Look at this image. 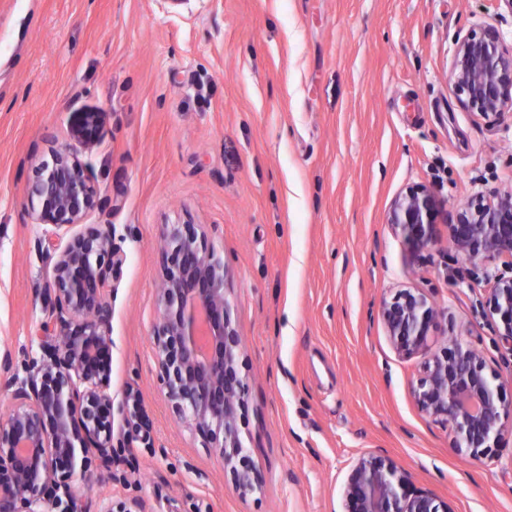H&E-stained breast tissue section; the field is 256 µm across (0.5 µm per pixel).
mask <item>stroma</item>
Instances as JSON below:
<instances>
[{
  "label": "stroma",
  "mask_w": 512,
  "mask_h": 512,
  "mask_svg": "<svg viewBox=\"0 0 512 512\" xmlns=\"http://www.w3.org/2000/svg\"><path fill=\"white\" fill-rule=\"evenodd\" d=\"M491 25L512 43V0H0V351L38 356L37 296L51 275L26 194L70 142L78 111L106 113L81 152L125 257L109 280L110 393L138 390L151 444L119 449L112 479L75 481L146 512H345L352 466L385 455L450 512H512V436L478 461L423 415L422 356H399L380 303L418 288L444 330L482 351L512 399V353L452 280L446 223L422 261L387 222L408 185L445 213L512 188V110L464 109L455 42ZM207 227L244 342L245 452L263 476L243 498L160 393L151 342L164 225Z\"/></svg>",
  "instance_id": "obj_1"
}]
</instances>
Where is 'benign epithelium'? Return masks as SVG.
<instances>
[{
	"mask_svg": "<svg viewBox=\"0 0 512 512\" xmlns=\"http://www.w3.org/2000/svg\"><path fill=\"white\" fill-rule=\"evenodd\" d=\"M461 105L483 118L512 107V47L502 33L483 26L457 44L451 70ZM106 114L81 112L70 139L84 149L103 135ZM37 200L36 221L46 226L35 244L38 259L52 265L40 292L44 319L38 328L41 355L24 363L0 357V390L11 410L0 420V512H86L74 494L76 478H112L120 463L115 444H148L150 422L139 394L127 390L119 413L124 427L114 432L109 393L112 294L106 283L121 268L112 224H87L105 207L86 165L72 146L54 152L28 186ZM441 204L424 185L407 188L393 202L388 224L413 257L435 240ZM157 285L158 318L152 345L160 391L177 419L219 457L240 497L261 486L260 474L244 453L240 424L248 409L244 348L228 297V273L207 248L206 225L167 224L163 231ZM456 253L479 265L492 282L485 316L497 324L499 342L512 352V190L478 193L458 207L448 224ZM440 312L419 289L403 288L382 302L388 337L402 356L428 350ZM496 376L470 344L449 336L422 364L413 396L418 409L445 426L456 451L480 460L512 423V403L502 398ZM346 512H450L429 494L409 486L384 455L360 458L345 490ZM96 512H145L138 499H105Z\"/></svg>",
	"mask_w": 512,
	"mask_h": 512,
	"instance_id": "obj_1",
	"label": "benign epithelium"
}]
</instances>
